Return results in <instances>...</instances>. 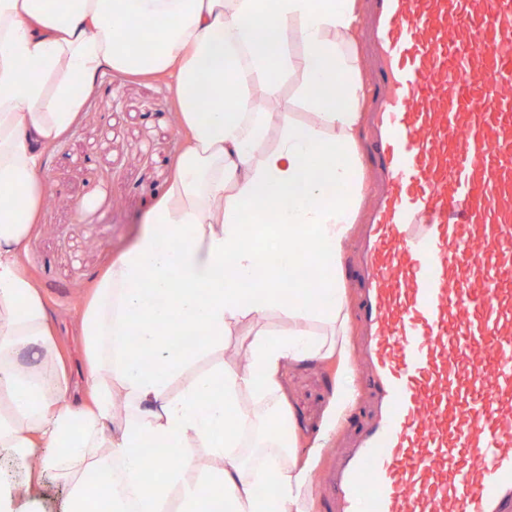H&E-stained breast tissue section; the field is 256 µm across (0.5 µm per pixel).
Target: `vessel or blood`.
I'll list each match as a JSON object with an SVG mask.
<instances>
[{
	"label": "vessel or blood",
	"instance_id": "b4317fda",
	"mask_svg": "<svg viewBox=\"0 0 512 512\" xmlns=\"http://www.w3.org/2000/svg\"><path fill=\"white\" fill-rule=\"evenodd\" d=\"M370 416L330 512H512V0H368Z\"/></svg>",
	"mask_w": 512,
	"mask_h": 512
}]
</instances>
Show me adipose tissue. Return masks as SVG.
<instances>
[{"label":"adipose tissue","mask_w":512,"mask_h":512,"mask_svg":"<svg viewBox=\"0 0 512 512\" xmlns=\"http://www.w3.org/2000/svg\"><path fill=\"white\" fill-rule=\"evenodd\" d=\"M357 23L355 0H0V455L23 473L0 491V512H16L47 473L71 487L65 512H96L86 477L111 479L116 463L133 512H310L314 461L351 390L340 387L302 460L260 418L280 410L285 362L347 352ZM293 40L305 48L297 58L286 51ZM34 62L45 70L31 73ZM105 70L167 77L188 138L161 203L81 314L88 374L77 391L18 250L46 199L43 151L83 107L75 85ZM294 71L313 118L265 148L271 115L255 98H275L274 74ZM263 200L272 262L243 233ZM273 316L287 331L262 329ZM243 319L258 325L246 368L195 370ZM184 334L190 347L175 342ZM151 440L171 454L148 466Z\"/></svg>","instance_id":"obj_1"}]
</instances>
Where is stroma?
I'll use <instances>...</instances> for the list:
<instances>
[{
  "instance_id": "1",
  "label": "stroma",
  "mask_w": 512,
  "mask_h": 512,
  "mask_svg": "<svg viewBox=\"0 0 512 512\" xmlns=\"http://www.w3.org/2000/svg\"><path fill=\"white\" fill-rule=\"evenodd\" d=\"M299 74L279 80L274 121L266 141L274 146L280 129L310 121L298 100ZM85 108L43 155L46 201L25 239L20 261L40 286L58 335L59 354L71 383L86 377L85 354L75 324L98 279L135 243L167 182L178 170L185 138L178 102L160 75L117 70L101 73L91 88L76 85ZM356 358L300 359L279 376L281 410L294 451L305 455L320 431L339 381L355 392L336 433L316 460L322 476L347 446L353 429L367 419L368 401Z\"/></svg>"
}]
</instances>
